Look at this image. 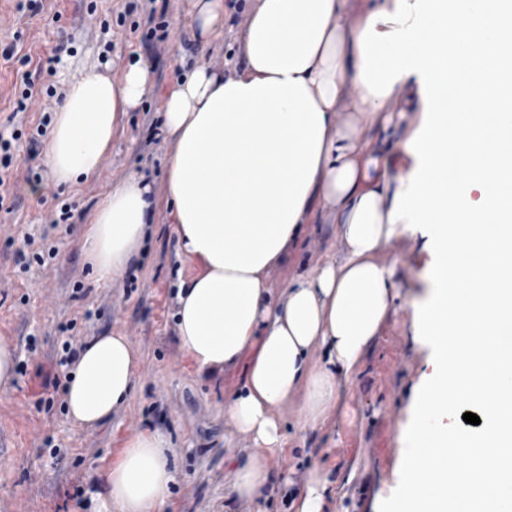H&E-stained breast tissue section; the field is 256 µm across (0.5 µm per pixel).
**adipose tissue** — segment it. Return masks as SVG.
<instances>
[{
  "mask_svg": "<svg viewBox=\"0 0 512 512\" xmlns=\"http://www.w3.org/2000/svg\"><path fill=\"white\" fill-rule=\"evenodd\" d=\"M224 12V0H191L201 40L223 32ZM236 43L226 71L197 63L162 103L176 255L201 265L177 285V338L207 375L254 353L224 406L252 443L232 492L262 497L268 455L286 451L277 412L289 400L303 434L335 412L393 308L395 270L377 255L422 230L434 293L415 305L412 334L435 357L393 512H512V61L490 59L512 50V0H252ZM151 69L136 53L119 75L69 86L43 148L56 185L101 170ZM409 112L421 121L404 147L419 163L393 183L372 139ZM153 207L135 173L98 202L83 236L98 282H118ZM318 222L340 253L274 289L272 272ZM137 365L128 337H91L66 388L72 420H109ZM467 411L479 427L464 425ZM168 446L158 428L127 440L97 512H162L177 480Z\"/></svg>",
  "mask_w": 512,
  "mask_h": 512,
  "instance_id": "ef3b65f1",
  "label": "adipose tissue"
}]
</instances>
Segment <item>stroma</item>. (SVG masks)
Returning <instances> with one entry per match:
<instances>
[{"mask_svg":"<svg viewBox=\"0 0 512 512\" xmlns=\"http://www.w3.org/2000/svg\"><path fill=\"white\" fill-rule=\"evenodd\" d=\"M128 2L0 0V138L11 143L9 151L0 150V159L10 160L4 170L10 189L0 198V336L16 350L14 383L0 390V512H94L95 481L125 440L149 427L167 435L179 473L163 512H290V500L315 467L328 480L323 512H391L402 479L403 432L432 355L411 336L410 303L433 292L424 238L397 237L379 253L380 262L395 267L398 296L335 415L298 438L294 408L284 407L288 450L268 458L266 496L255 503L231 494L230 475L249 442L225 417L224 404L240 389L243 369L197 374L177 340L179 264L165 183L171 144L160 115L162 98L187 70L200 61L223 68L230 46L225 39L207 45L194 38L189 0H143L131 12ZM152 11L163 16L165 41L143 38ZM133 52L153 63L148 94L123 115L102 169L75 187L56 186L33 142L38 125L58 111L72 82L93 69L117 72ZM47 62L53 71L39 83L55 85L57 96L37 94L26 111L15 112L22 72ZM416 123L410 112L383 134L391 177L416 165L400 148ZM131 173L152 188L154 225L120 282L105 286L85 258L83 230L100 196ZM66 204L70 217L62 224ZM328 236L327 225H308L286 263L272 272L273 287L308 270ZM28 246L43 260L25 268L15 254ZM108 333L129 336L142 364L128 404L88 430L67 413L63 344L80 346ZM49 376L59 389L45 387Z\"/></svg>","mask_w":512,"mask_h":512,"instance_id":"obj_1","label":"stroma"}]
</instances>
